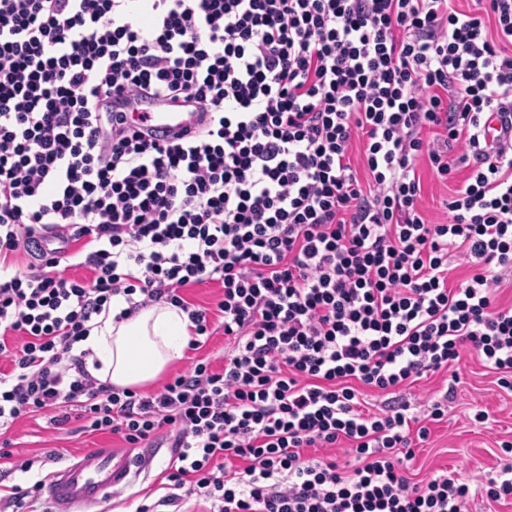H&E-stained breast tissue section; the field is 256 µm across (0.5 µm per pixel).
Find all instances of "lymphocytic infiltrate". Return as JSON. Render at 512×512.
<instances>
[{"instance_id":"lymphocytic-infiltrate-1","label":"lymphocytic infiltrate","mask_w":512,"mask_h":512,"mask_svg":"<svg viewBox=\"0 0 512 512\" xmlns=\"http://www.w3.org/2000/svg\"><path fill=\"white\" fill-rule=\"evenodd\" d=\"M152 94L206 124L159 141L127 116ZM495 114L512 119V0H0V269L37 233L59 241L0 278V429L45 414L133 448L169 438L167 492L137 512H469L470 484L408 476L430 430L399 391L468 352L512 390ZM423 159L469 169L450 223L418 207ZM455 251L470 273L452 287ZM206 281L212 310L182 294ZM117 296L182 310L194 351L221 318L223 367L149 393L93 377L75 349ZM341 441L352 470L312 454Z\"/></svg>"}]
</instances>
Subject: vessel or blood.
<instances>
[{"label": "vessel or blood", "instance_id": "vessel-or-blood-1", "mask_svg": "<svg viewBox=\"0 0 512 512\" xmlns=\"http://www.w3.org/2000/svg\"><path fill=\"white\" fill-rule=\"evenodd\" d=\"M142 113L159 135L196 131L201 114L190 108L172 109L156 99L144 100ZM150 460L147 452L117 453L100 449L93 460L69 461L52 472L44 492L53 512H82L88 505H101L114 491L126 487L132 475L143 471Z\"/></svg>", "mask_w": 512, "mask_h": 512}]
</instances>
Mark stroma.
Instances as JSON below:
<instances>
[{"instance_id":"stroma-1","label":"stroma","mask_w":512,"mask_h":512,"mask_svg":"<svg viewBox=\"0 0 512 512\" xmlns=\"http://www.w3.org/2000/svg\"><path fill=\"white\" fill-rule=\"evenodd\" d=\"M417 173L422 184L420 208L425 217L433 223L448 222L450 215L443 202L450 184L433 174L427 164H420ZM452 377L457 380V400L449 408L446 420L431 424L429 441L415 450L412 471L419 480L445 473L477 483L496 476L502 466L499 445L512 442V391L501 388L496 376L482 366L475 353L469 352L464 355L456 375L440 371L419 379L407 389L412 412L424 414L427 399L440 396ZM478 408L488 412V422H472L471 417ZM0 439L9 442L13 462L19 464L28 459L34 462L30 472L16 470L0 477V486L24 488L47 478L65 459L79 456L89 460L98 449L123 445L120 438L109 434L81 433L70 425L52 428L44 415L20 419L1 432ZM170 456L169 447L155 449L149 467L128 486L116 491L104 512H135L145 501H156L160 496L156 478L168 465Z\"/></svg>"}]
</instances>
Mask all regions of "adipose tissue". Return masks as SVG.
<instances>
[{
  "label": "adipose tissue",
  "mask_w": 512,
  "mask_h": 512,
  "mask_svg": "<svg viewBox=\"0 0 512 512\" xmlns=\"http://www.w3.org/2000/svg\"><path fill=\"white\" fill-rule=\"evenodd\" d=\"M124 298L112 301L109 316L99 317L80 344L87 351L86 368L118 389L139 388L154 381L181 359L189 341V320L180 309L156 303L116 321Z\"/></svg>",
  "instance_id": "ef3b65f1"
}]
</instances>
